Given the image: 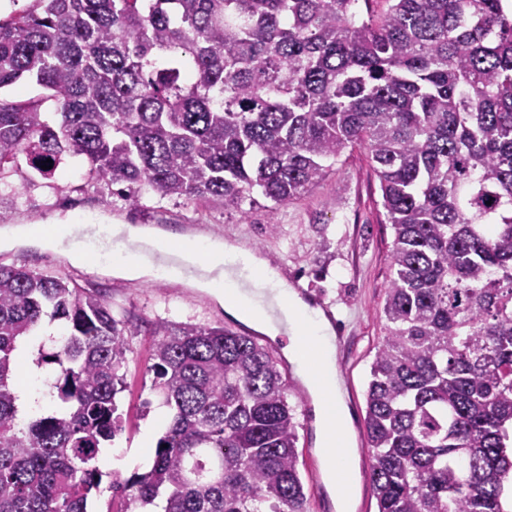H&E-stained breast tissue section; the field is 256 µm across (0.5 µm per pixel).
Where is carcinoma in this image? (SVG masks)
<instances>
[{"label": "carcinoma", "mask_w": 512, "mask_h": 512, "mask_svg": "<svg viewBox=\"0 0 512 512\" xmlns=\"http://www.w3.org/2000/svg\"><path fill=\"white\" fill-rule=\"evenodd\" d=\"M34 0L0 18V174L68 158L97 182L219 199L248 217L367 151L393 230L366 431L377 512H505L512 480V12L505 0ZM54 110H43L45 100ZM52 168L44 170L46 159ZM63 343L51 405L20 426L18 344ZM171 410L130 512H308L278 363L224 327L158 323ZM127 347L94 293L0 266V512H88L121 431Z\"/></svg>", "instance_id": "1"}]
</instances>
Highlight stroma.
<instances>
[{"instance_id": "35a3bbf8", "label": "stroma", "mask_w": 512, "mask_h": 512, "mask_svg": "<svg viewBox=\"0 0 512 512\" xmlns=\"http://www.w3.org/2000/svg\"><path fill=\"white\" fill-rule=\"evenodd\" d=\"M0 213L15 224H167L192 235L240 242L273 258L290 280L319 297L334 315V330L342 338L336 347V367L351 416L349 431L355 451L352 512H376L369 479L365 391L370 364L384 335L382 306L393 231L381 206L379 181L363 150L345 154L319 184L277 213H269L267 200H258L245 220L217 200L175 201L154 195L129 206L113 195L110 186L91 180L88 165L81 159L69 160L50 179L41 178L24 164L6 171L0 176ZM0 265L24 266L37 274L65 278L98 294L119 320L128 353L123 389L116 397L123 429L112 446L133 460L132 467L118 472L122 478L146 471L152 456L140 451L142 434L160 407L154 375L147 370L153 327L162 321L225 326L229 314L207 292L163 279L113 278L71 265L53 251L0 250ZM265 346L279 362L294 409L300 472L310 494L308 512H337L338 494L327 487L316 451L315 419L305 411L311 396L299 384L282 342L269 340Z\"/></svg>"}]
</instances>
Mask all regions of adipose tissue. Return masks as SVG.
<instances>
[{"mask_svg": "<svg viewBox=\"0 0 512 512\" xmlns=\"http://www.w3.org/2000/svg\"><path fill=\"white\" fill-rule=\"evenodd\" d=\"M112 230L115 235L131 243L178 244L190 262L205 265L209 272L208 277L195 280V287L213 295L228 314L252 323L269 336H278L279 326L267 321L261 310L241 296L233 284L221 275L220 269L225 262L243 261L247 268L258 275L261 283L276 288L280 295L287 298L288 323L291 327V338L286 346L288 359L294 363L305 359L312 345L321 353L320 360L315 366L309 367L303 381L313 399L319 451L327 482L338 485L341 491L338 512H349L354 488L353 469L351 450L342 434L344 425L350 422V414L340 394L329 321L293 290L269 257L255 250L214 238L191 237L138 224H116ZM72 232V227L67 224L61 225L59 234L53 236L38 235L28 224L7 225L0 228V250L34 246L62 252L74 265L91 266L90 253L83 246L71 242Z\"/></svg>", "mask_w": 512, "mask_h": 512, "instance_id": "adipose-tissue-1", "label": "adipose tissue"}]
</instances>
